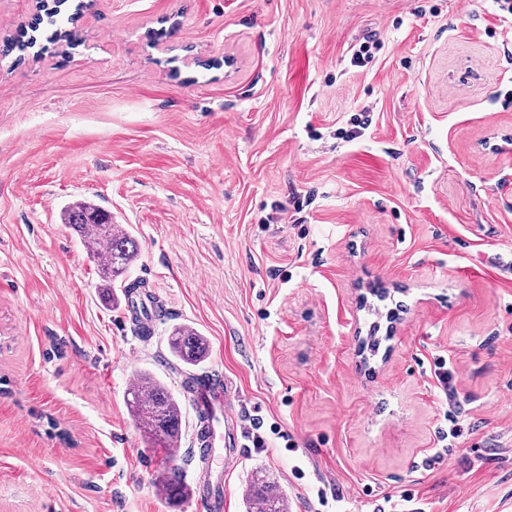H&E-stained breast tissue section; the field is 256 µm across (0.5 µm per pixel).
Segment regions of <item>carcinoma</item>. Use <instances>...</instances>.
<instances>
[{
	"instance_id": "cac0c4a2",
	"label": "carcinoma",
	"mask_w": 512,
	"mask_h": 512,
	"mask_svg": "<svg viewBox=\"0 0 512 512\" xmlns=\"http://www.w3.org/2000/svg\"><path fill=\"white\" fill-rule=\"evenodd\" d=\"M67 0H52L43 5L45 17H36L31 24L35 31L43 20L55 27L57 38H71V32L62 29L61 6ZM36 39L21 33L0 42V52L8 55L14 50L24 51L34 47ZM61 221L80 240L93 242L101 248L103 256L97 261L99 281L96 285L101 297L110 302L116 295L118 278L123 276L138 255V246L130 232L121 224L112 223V215L91 202L75 203L61 212ZM171 355L185 365L197 366L205 360L207 342L194 328L175 326L167 338ZM219 380L208 374H190L184 381V389L196 393L201 388L215 386ZM126 404L137 422L144 439L154 447L176 448L182 440L181 402L159 379L149 373H141L137 384L127 391ZM165 498L180 503L190 495L189 489L178 476L177 468L158 479ZM246 512H288V497L270 482L263 471H255L248 480L243 495Z\"/></svg>"
}]
</instances>
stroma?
Wrapping results in <instances>:
<instances>
[{
  "label": "stroma",
  "mask_w": 512,
  "mask_h": 512,
  "mask_svg": "<svg viewBox=\"0 0 512 512\" xmlns=\"http://www.w3.org/2000/svg\"><path fill=\"white\" fill-rule=\"evenodd\" d=\"M74 42L0 55V512H203L157 479L200 466L167 337L235 378L296 442L244 448L320 512L409 489L425 512H512V23L495 0H68ZM376 33L367 67L350 49ZM372 124L340 139L352 115ZM90 201L137 240L152 311L100 300L60 219ZM448 355L470 431L434 471ZM182 404L179 448L126 406L141 373ZM167 341L171 355L181 363L195 367L205 360L207 342L194 328L174 326ZM177 470L178 467L170 468V472L167 475H163L158 479V485L170 503L183 502L190 495L189 489L181 481Z\"/></svg>",
  "instance_id": "obj_1"
}]
</instances>
